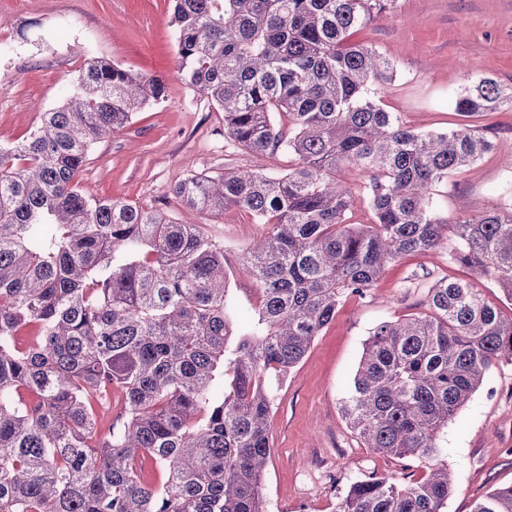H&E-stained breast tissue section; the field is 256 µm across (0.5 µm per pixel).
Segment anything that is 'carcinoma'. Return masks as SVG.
<instances>
[{
  "mask_svg": "<svg viewBox=\"0 0 512 512\" xmlns=\"http://www.w3.org/2000/svg\"><path fill=\"white\" fill-rule=\"evenodd\" d=\"M387 0H173L180 76L224 112V136L284 172L196 174L173 187L207 217L249 211L257 302L229 293L224 243L203 224L84 194L92 146L166 99L160 78L88 61L62 103L0 146V512H266L275 387L342 301L401 256L451 246L512 302V206L440 216L436 188L495 149L470 127L421 133L378 95L399 65L346 44ZM476 117L512 110L487 75L455 99ZM366 176L371 224H351L345 178ZM512 362V315L462 281L426 310L378 323L342 401L364 447L432 462L421 482L354 480L336 512H445L441 430ZM149 457L165 473L145 483ZM473 512H512V486Z\"/></svg>",
  "mask_w": 512,
  "mask_h": 512,
  "instance_id": "cac0c4a2",
  "label": "carcinoma"
}]
</instances>
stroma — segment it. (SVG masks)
Masks as SVG:
<instances>
[{
	"mask_svg": "<svg viewBox=\"0 0 512 512\" xmlns=\"http://www.w3.org/2000/svg\"><path fill=\"white\" fill-rule=\"evenodd\" d=\"M171 17L170 0H0V143L17 141L39 112L55 107L60 85L89 59L165 78L167 98L98 143L80 185L92 198H122L181 224H206L224 242L234 297L248 307L256 301V282L242 254L267 225L238 208L204 218L183 206L172 187L198 173L281 172L288 159L253 155L225 141L223 111L179 78ZM351 40L374 45L400 65L380 101L419 132L464 124L452 101L467 78L488 75L512 87V0H396ZM475 123L496 148L440 188L437 200L452 220L512 201V111L487 112ZM442 278L466 281L512 314V302L488 276L450 261L447 252L410 254L387 265L367 297L339 306L277 389L262 481L267 512H335L348 485L372 474L402 484L427 477L429 462L364 448L343 416L342 400L370 330L424 310L429 287ZM441 442L455 481L446 512H471L492 489L512 486V362L491 369Z\"/></svg>",
	"mask_w": 512,
	"mask_h": 512,
	"instance_id": "obj_1",
	"label": "stroma"
}]
</instances>
